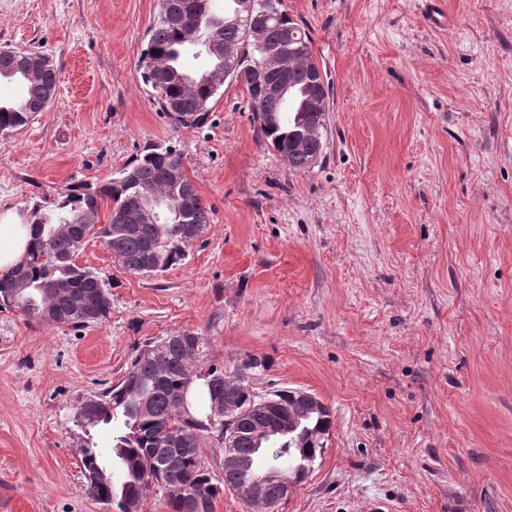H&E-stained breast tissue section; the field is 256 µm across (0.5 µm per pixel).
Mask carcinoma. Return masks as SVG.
<instances>
[{"label": "carcinoma", "mask_w": 512, "mask_h": 512, "mask_svg": "<svg viewBox=\"0 0 512 512\" xmlns=\"http://www.w3.org/2000/svg\"><path fill=\"white\" fill-rule=\"evenodd\" d=\"M276 10L265 20L264 44L255 46L247 37V24L234 20L237 0H224L221 14L208 11L199 16L193 0H160L156 18L147 31L146 48L139 58L143 81L158 95V105L171 121L181 127L204 122L220 88L211 84L212 73L229 64L214 54L210 39L233 41L241 47L234 61L235 70L255 71L269 52L283 46L311 43L309 34L286 12L282 0H274ZM202 59L195 71L185 67L187 55ZM163 56L170 73L151 68L150 60ZM24 59L15 50H0V79L23 84L25 93L17 102L0 104V132L16 130L43 112L56 97L59 76L51 68L41 77L28 78ZM271 81L287 84L288 99L268 95L260 84L245 86L254 120L266 141L281 156L295 132L325 123L324 104L312 98L306 61H291L288 73L275 74ZM175 151L168 147L149 148L116 173L111 181L96 188L69 187L50 213L32 212L34 241L26 254L7 274L0 277V304L15 307L30 320L47 326L61 324L87 327L104 322L111 312L107 284L98 272L76 263L75 258L91 237L111 252L125 271L154 275L157 261L162 270L181 264L186 248L209 223V211L199 199L194 183L183 177L177 183L166 178L169 159ZM149 194L158 200L184 195L197 198L194 211L183 219L171 218L164 224L142 220L136 195ZM111 204L108 223L86 224L81 217ZM23 294L15 293L18 283ZM51 308L59 322L44 318ZM205 338L183 343L165 336L137 349L121 381L92 395L94 403L80 402L84 410L78 426L86 439L81 445V463L90 494L99 502L121 508L125 499H142L147 479L159 477L171 466L179 489L156 491L167 499L171 512H194L192 493H205L215 500L224 494L205 467L200 448L203 437L229 427L237 433L234 451L248 458L245 478L263 476L275 469L289 476L311 469L324 450L331 428L328 408L294 415L287 431L267 445L261 455L255 451V434L272 424L276 414L252 412L255 392L239 372L228 373L224 366L199 364ZM196 373L191 386L187 374ZM227 402V413L213 421L214 399ZM105 427L112 431L111 456L106 458L94 447L90 430Z\"/></svg>", "instance_id": "1"}]
</instances>
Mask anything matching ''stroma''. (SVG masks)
I'll return each instance as SVG.
<instances>
[{"mask_svg": "<svg viewBox=\"0 0 512 512\" xmlns=\"http://www.w3.org/2000/svg\"><path fill=\"white\" fill-rule=\"evenodd\" d=\"M331 86L324 152L290 167L241 85L171 124L138 59L159 0H0V50L47 56L59 91L0 134V209L31 216L154 144L182 156L210 222L182 264L119 269L105 322L0 309V512H104L79 401L184 331L257 393L316 395L324 453L274 512H512V0H284Z\"/></svg>", "mask_w": 512, "mask_h": 512, "instance_id": "obj_1", "label": "stroma"}]
</instances>
